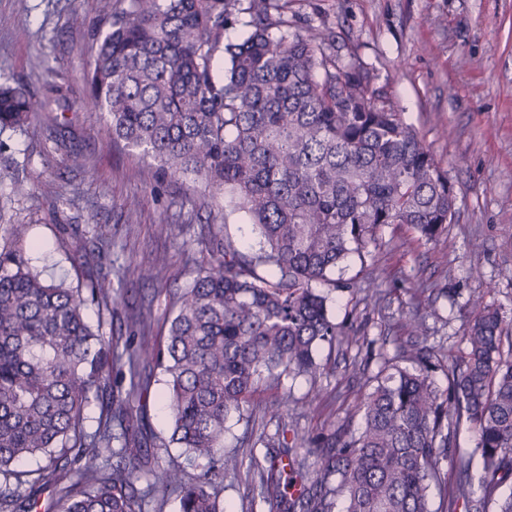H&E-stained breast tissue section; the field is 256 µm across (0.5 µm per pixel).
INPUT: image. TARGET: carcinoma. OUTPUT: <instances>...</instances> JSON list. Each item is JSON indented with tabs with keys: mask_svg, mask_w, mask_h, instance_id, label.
Instances as JSON below:
<instances>
[{
	"mask_svg": "<svg viewBox=\"0 0 512 512\" xmlns=\"http://www.w3.org/2000/svg\"><path fill=\"white\" fill-rule=\"evenodd\" d=\"M287 0H126L92 41L87 102L112 141L152 159L162 177L192 175L246 212L262 246L237 248L211 228L192 285L174 299L165 340L123 350L92 330L87 302L107 310L112 289L47 283L30 265L25 225L0 248V512H35L53 489L60 512H223L224 479L241 462L224 448V424L262 388L316 376V351L360 338L341 329L329 283L349 256L377 246V229L410 226L435 240L455 197L416 130L363 63H342L327 33L288 35ZM240 23L247 35L224 42ZM218 59L228 62L224 76ZM0 85V128L65 106ZM466 351L448 365L387 360L357 406L361 426L317 437L284 430L256 468L269 512H512V322L475 292ZM125 362L129 388L113 377ZM167 377L180 460L153 466L143 449L154 369ZM106 395L95 432L84 409ZM475 431L462 453L461 423ZM46 464L19 470L25 459ZM452 457L451 471L440 467ZM313 459L314 469L306 465Z\"/></svg>",
	"mask_w": 512,
	"mask_h": 512,
	"instance_id": "carcinoma-1",
	"label": "carcinoma"
}]
</instances>
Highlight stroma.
<instances>
[{"instance_id":"35a3bbf8","label":"stroma","mask_w":512,"mask_h":512,"mask_svg":"<svg viewBox=\"0 0 512 512\" xmlns=\"http://www.w3.org/2000/svg\"><path fill=\"white\" fill-rule=\"evenodd\" d=\"M122 0H0V84L22 85L44 97L49 85L70 88L72 148L87 165L72 167L47 138L48 113L0 130V244L10 227L26 225L23 247L50 283L83 286L87 270L60 225L93 228L111 245L101 275L112 288L111 311L88 304L90 325L123 342L139 336L136 319L150 314L148 338L168 333L174 292L189 288L202 260L196 242L206 225L225 227L235 245L258 250L260 237L243 212L211 196L187 177L162 180L151 160L112 142L100 113L83 99V73L91 57L92 25L102 24ZM289 33H330L341 59L356 56L374 74L403 120L430 146L455 194L451 223L436 241L419 240L405 225L378 229L379 244L365 257L350 256L336 271L339 288L327 294L337 323L358 332L357 344L318 353L316 379L285 380L291 402L273 413L271 392L251 402L248 421L230 417L225 448L243 461L224 481V512H268L254 490L252 472L263 463L260 435L285 426L314 436L360 425L356 407L370 376L384 360L416 348L433 349V373L447 388L445 365L465 350L464 329L473 312L470 295L512 320V0H288ZM20 176L27 194L14 191ZM166 256L158 278L137 280L135 270ZM423 333L405 327L409 313ZM166 377L154 371L147 403V444L168 464L177 448L162 447L170 410ZM325 401L315 417L302 401L314 392Z\"/></svg>"}]
</instances>
